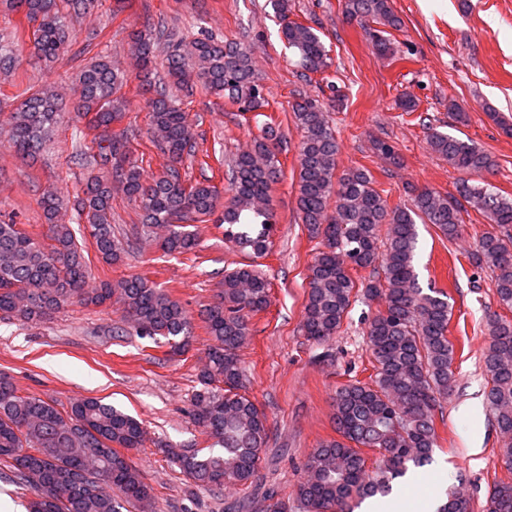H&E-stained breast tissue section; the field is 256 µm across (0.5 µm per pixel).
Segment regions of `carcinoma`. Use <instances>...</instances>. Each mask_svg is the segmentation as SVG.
<instances>
[{
    "instance_id": "obj_1",
    "label": "carcinoma",
    "mask_w": 512,
    "mask_h": 512,
    "mask_svg": "<svg viewBox=\"0 0 512 512\" xmlns=\"http://www.w3.org/2000/svg\"><path fill=\"white\" fill-rule=\"evenodd\" d=\"M5 2L31 23L30 48L49 62L65 54L72 41L70 19L89 6V0H65L63 11L59 0ZM273 7L301 76L310 82L325 73L332 62L317 30L292 18L289 0H273ZM342 13L363 28L379 58L396 59L390 30H401L402 21L390 0H343ZM134 40L136 88L149 110L148 139L165 163L145 180L130 149L129 129L114 130L125 117L128 75L103 55L85 65L78 76L76 110L86 130L76 144V157L90 174L72 204L79 228L57 223L63 196L54 193L40 200L43 233L0 220V319L33 321L73 303L113 301L128 325L121 333L131 330L155 342L163 338L170 353L178 355L185 352L191 323L167 291L140 275L89 286L86 240L108 266L122 261L130 247L112 227V185L118 184L140 210L141 236L163 231L158 244L167 255H196L198 239L189 227L215 215L224 241L259 258L267 253L275 229L269 191L280 176L285 145L275 119L264 113L269 101L246 48L207 34L185 52L177 32L149 23L134 32ZM160 52L166 60L162 75L155 67ZM198 83L240 111L263 118L261 134L250 147L227 161L215 157L226 166L230 192L222 209L217 186L207 177L194 181L184 170L187 159H199L203 171L210 167L209 151L200 150L176 95ZM290 108L300 132L298 218L321 245L306 267L302 332L321 344L337 335L358 298L377 302L366 331L373 373L367 381L354 380L336 390L337 437L310 453L290 499L279 496L258 475L270 440L267 416L247 393L239 356L251 319L268 305L269 284L252 263L225 271L223 288L203 311L208 339L201 387L194 395L193 419L213 443L205 450L164 449L193 484L212 492L216 512H354L363 499L387 494L409 466L431 460L438 447L437 415L454 387L455 345L448 338V296L434 289L425 293L418 284L416 220L433 225L449 241L461 235L462 213L469 207L495 225L479 237L469 262L491 271L499 304L512 311V199L488 182L469 179L494 171L488 152L418 115L430 149L465 178L457 183V198L413 186L410 206H392L366 167L337 173L338 139L318 99L299 92ZM59 119L51 94L31 93L10 114L6 134L19 155L33 156ZM372 149L399 162L385 139L373 140ZM360 271L366 275L355 277ZM487 327V401L500 433L512 436V318L494 312ZM144 441L141 422L98 398L65 406L22 391L0 373V474L33 494L30 512H122L128 506L155 512L153 488L127 455ZM364 448L379 454L372 469ZM226 485L251 493L242 502L225 503ZM468 501L464 490L453 489L438 512H461ZM488 512H512V481L494 484Z\"/></svg>"
}]
</instances>
